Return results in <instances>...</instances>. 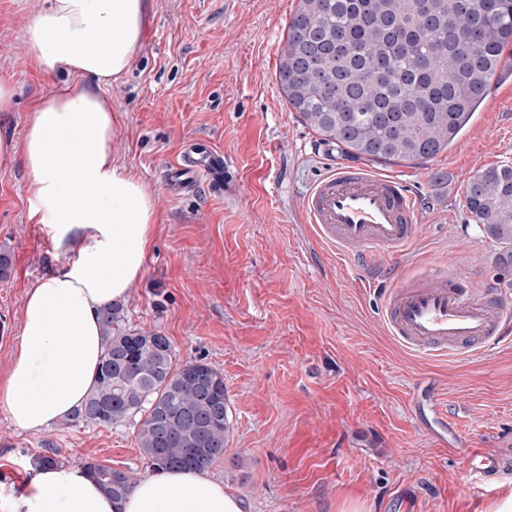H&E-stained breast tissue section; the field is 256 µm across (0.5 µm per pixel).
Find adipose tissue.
I'll return each mask as SVG.
<instances>
[{"mask_svg": "<svg viewBox=\"0 0 512 512\" xmlns=\"http://www.w3.org/2000/svg\"><path fill=\"white\" fill-rule=\"evenodd\" d=\"M143 0H49L25 28L31 61L65 68L29 113L22 142L0 140V158H21L30 217L64 267L32 281L0 402L16 431L38 434L85 399L101 356L100 311L126 300L143 272L157 216L140 180L112 157L117 120L104 86L125 72L142 35ZM0 512H244L224 485L194 470H161L123 499L106 495L80 465H28Z\"/></svg>", "mask_w": 512, "mask_h": 512, "instance_id": "1", "label": "adipose tissue"}]
</instances>
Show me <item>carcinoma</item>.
<instances>
[{
	"instance_id": "obj_1",
	"label": "carcinoma",
	"mask_w": 512,
	"mask_h": 512,
	"mask_svg": "<svg viewBox=\"0 0 512 512\" xmlns=\"http://www.w3.org/2000/svg\"><path fill=\"white\" fill-rule=\"evenodd\" d=\"M510 43L512 0H301L279 80L288 105L349 155L422 165L467 126ZM465 203L512 258V166L477 173ZM123 320L119 306L101 310L104 353L70 421L136 423L153 471L211 468L224 459L230 432L223 374L201 360L175 365L167 337L123 329ZM65 461L50 447L32 458ZM84 467L115 500L137 482L97 460Z\"/></svg>"
}]
</instances>
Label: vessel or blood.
Wrapping results in <instances>:
<instances>
[{
	"mask_svg": "<svg viewBox=\"0 0 512 512\" xmlns=\"http://www.w3.org/2000/svg\"><path fill=\"white\" fill-rule=\"evenodd\" d=\"M228 170L222 151L199 155L189 147L164 169L162 183L174 197L201 187L221 195ZM300 216L321 246L356 262L370 281L390 280L380 319L404 352L429 361L471 359L512 344V299L502 291L445 267L392 276L386 258L406 256L421 230L416 197L402 179L364 163L334 162L303 197Z\"/></svg>",
	"mask_w": 512,
	"mask_h": 512,
	"instance_id": "b4317fda",
	"label": "vessel or blood"
}]
</instances>
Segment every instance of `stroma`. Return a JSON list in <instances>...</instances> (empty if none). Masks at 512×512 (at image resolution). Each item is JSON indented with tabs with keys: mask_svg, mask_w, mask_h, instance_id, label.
I'll list each match as a JSON object with an SVG mask.
<instances>
[{
	"mask_svg": "<svg viewBox=\"0 0 512 512\" xmlns=\"http://www.w3.org/2000/svg\"><path fill=\"white\" fill-rule=\"evenodd\" d=\"M142 38L127 70L105 86L118 121L112 156L137 176L157 214L141 276L123 302L124 327L167 336L176 363L203 360L224 376L231 431L209 469L247 512H379L399 489L419 493L418 512H488L512 491V348L476 360L412 357L385 334L379 296L359 266L312 240L298 217L310 184L344 158L289 107L278 78L288 23L300 0H145ZM46 0H0V77L15 88L0 112V138L22 142L31 105L64 80L39 70L24 40ZM461 135L428 163L388 166L418 194L423 241L401 273L437 266L474 274L512 297V266L468 213L464 189L482 169L512 165V53ZM220 148L233 163L227 196L169 197L161 171L185 145ZM20 159H0V375L20 333L28 284L60 268L29 217ZM451 435L418 428L413 398L429 379ZM466 442L497 456L493 485L470 474ZM69 463L96 459L150 470L137 426L64 422L38 435L16 431L0 406V486L19 488L45 444Z\"/></svg>",
	"mask_w": 512,
	"mask_h": 512,
	"instance_id": "35a3bbf8",
	"label": "stroma"
}]
</instances>
